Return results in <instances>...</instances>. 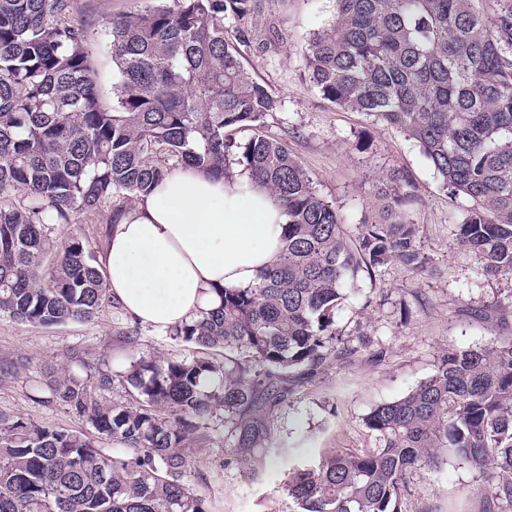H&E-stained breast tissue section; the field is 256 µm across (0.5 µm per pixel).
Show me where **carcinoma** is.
I'll return each mask as SVG.
<instances>
[{
  "label": "carcinoma",
  "instance_id": "carcinoma-1",
  "mask_svg": "<svg viewBox=\"0 0 512 512\" xmlns=\"http://www.w3.org/2000/svg\"><path fill=\"white\" fill-rule=\"evenodd\" d=\"M73 0H0V315L58 326L112 302L89 241L58 250L56 230L117 197L136 199L168 172L215 179L244 166L288 215L280 262L249 288H218L219 305L170 329L204 356L136 360L130 400L107 403L112 373L54 384L93 429L58 430L0 414V512H208L185 448L219 407L232 423L228 462L260 474L274 410L326 363L349 356L335 315L361 271L426 270L419 226L391 197L383 221L345 219L262 131L281 100L224 37L246 42L251 0H171L104 23L114 66L102 101L96 29ZM304 65L323 99L398 130L433 167L451 201L467 202L457 243L492 276L512 274V0H336L308 40ZM247 127L238 143L228 130ZM384 441L332 450L289 468L295 512H401L406 476L452 452L503 475L485 512H512V338L451 350L403 397L374 407ZM107 440V448L99 441Z\"/></svg>",
  "mask_w": 512,
  "mask_h": 512
}]
</instances>
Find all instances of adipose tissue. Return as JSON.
Returning a JSON list of instances; mask_svg holds the SVG:
<instances>
[{
    "instance_id": "ef3b65f1",
    "label": "adipose tissue",
    "mask_w": 512,
    "mask_h": 512,
    "mask_svg": "<svg viewBox=\"0 0 512 512\" xmlns=\"http://www.w3.org/2000/svg\"><path fill=\"white\" fill-rule=\"evenodd\" d=\"M288 217L248 174L179 168L122 211L99 269L112 297L157 331L197 319L220 288H247L278 259Z\"/></svg>"
}]
</instances>
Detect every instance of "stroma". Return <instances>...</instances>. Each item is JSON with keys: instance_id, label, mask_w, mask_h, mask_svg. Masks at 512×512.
<instances>
[{"instance_id": "stroma-1", "label": "stroma", "mask_w": 512, "mask_h": 512, "mask_svg": "<svg viewBox=\"0 0 512 512\" xmlns=\"http://www.w3.org/2000/svg\"><path fill=\"white\" fill-rule=\"evenodd\" d=\"M157 3L74 0L73 17L101 24ZM335 12L334 0H255L243 62L282 102L266 117L265 131L299 160L318 195L343 214L353 241L363 224L378 221L382 213V179L397 169L408 171L417 194L408 212L419 226L431 268L425 274L396 265L358 273L354 292L336 313L343 340L355 353L323 366L276 410L271 452L260 478L227 464L231 423L220 410L208 417L202 438L188 453L191 482L211 512H291L285 491L291 465L335 448L380 447L379 437L364 424L374 406L402 397L430 377L444 352L491 348L512 337V274L486 276L481 257L457 244L465 201H450L429 162L400 132L336 109L311 87L303 52ZM125 204L117 198L100 212L76 215L57 234L102 249L113 207ZM195 353L193 345L137 323L115 304L93 320L50 328L0 316V363L15 367L12 377L0 380V413L85 433L88 425L56 399L50 381L82 380L95 370H109L116 377L106 397L122 401L127 395L122 373L131 362ZM492 481V475L448 454L440 468L408 475L401 509L482 512L484 490Z\"/></svg>"}]
</instances>
